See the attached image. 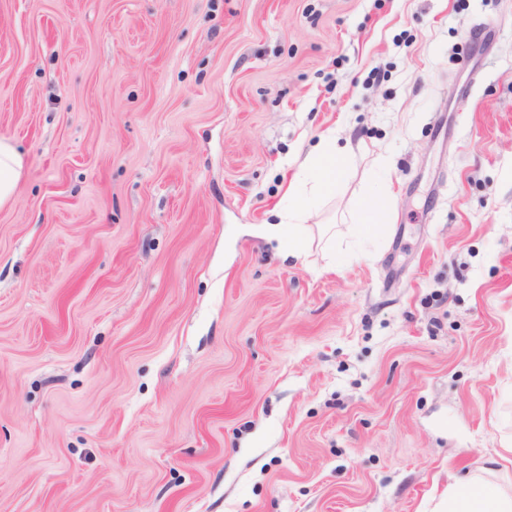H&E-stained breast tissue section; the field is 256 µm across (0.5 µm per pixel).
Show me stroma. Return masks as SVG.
<instances>
[{"label": "stroma", "mask_w": 512, "mask_h": 512, "mask_svg": "<svg viewBox=\"0 0 512 512\" xmlns=\"http://www.w3.org/2000/svg\"><path fill=\"white\" fill-rule=\"evenodd\" d=\"M0 137V512H448L512 445V0H0ZM24 158L11 139L0 137V207L15 195L24 170ZM348 165V156L336 152L335 141L322 137L300 176L288 186L277 211L278 223L261 225L260 234L276 240L284 253L301 255L310 240L311 224L306 222L335 192ZM384 180H375L369 193L360 198L353 206V223L359 227L360 232L370 233L374 226L383 223L385 213L373 204L372 199L375 192L382 189Z\"/></svg>", "instance_id": "stroma-1"}]
</instances>
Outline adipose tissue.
I'll use <instances>...</instances> for the list:
<instances>
[{
	"label": "adipose tissue",
	"mask_w": 512,
	"mask_h": 512,
	"mask_svg": "<svg viewBox=\"0 0 512 512\" xmlns=\"http://www.w3.org/2000/svg\"><path fill=\"white\" fill-rule=\"evenodd\" d=\"M348 165V156L337 152L334 140L321 138L299 177L290 183L277 211L278 223L261 225V235L276 240L284 253L301 255L310 240L309 218L335 192ZM23 170L22 154L11 139L0 137V205L14 197ZM448 512H512V468L501 466L493 479L451 476Z\"/></svg>",
	"instance_id": "obj_1"
}]
</instances>
